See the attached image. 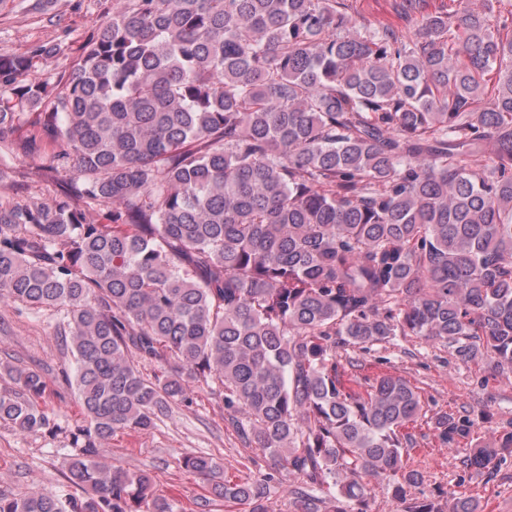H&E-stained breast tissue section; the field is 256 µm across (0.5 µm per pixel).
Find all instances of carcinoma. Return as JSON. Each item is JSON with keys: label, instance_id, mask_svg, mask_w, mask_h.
<instances>
[{"label": "carcinoma", "instance_id": "cac0c4a2", "mask_svg": "<svg viewBox=\"0 0 512 512\" xmlns=\"http://www.w3.org/2000/svg\"><path fill=\"white\" fill-rule=\"evenodd\" d=\"M496 2L393 0L398 29L354 0H112L65 80L0 52V143L69 173L51 203L0 206V303L64 316L83 413L65 467L85 490L0 493V512H179L100 448L191 384L222 388L274 460L231 481L184 457L217 498L266 512L286 475L293 512H367L386 479L399 512H443L411 496L401 429L419 394L392 375L350 390L340 349L420 336L512 369V9ZM2 377L1 423L60 428L40 371L0 360ZM437 425L451 448L473 421ZM510 456L498 429L463 464L478 476Z\"/></svg>", "mask_w": 512, "mask_h": 512}]
</instances>
